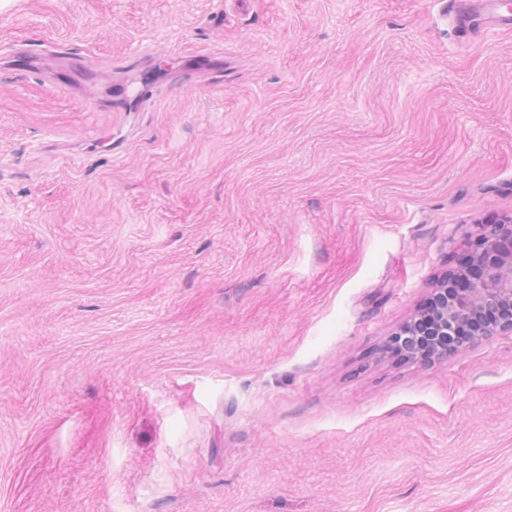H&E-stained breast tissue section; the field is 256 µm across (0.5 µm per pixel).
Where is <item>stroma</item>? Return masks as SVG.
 I'll use <instances>...</instances> for the list:
<instances>
[{
    "instance_id": "35a3bbf8",
    "label": "stroma",
    "mask_w": 512,
    "mask_h": 512,
    "mask_svg": "<svg viewBox=\"0 0 512 512\" xmlns=\"http://www.w3.org/2000/svg\"><path fill=\"white\" fill-rule=\"evenodd\" d=\"M439 10L0 0V512H512V335L371 355L512 214V32Z\"/></svg>"
}]
</instances>
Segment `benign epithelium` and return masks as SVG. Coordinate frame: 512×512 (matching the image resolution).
Wrapping results in <instances>:
<instances>
[{
  "mask_svg": "<svg viewBox=\"0 0 512 512\" xmlns=\"http://www.w3.org/2000/svg\"><path fill=\"white\" fill-rule=\"evenodd\" d=\"M504 335H512V215L479 226L468 263L443 272L376 354L432 367Z\"/></svg>",
  "mask_w": 512,
  "mask_h": 512,
  "instance_id": "benign-epithelium-1",
  "label": "benign epithelium"
}]
</instances>
